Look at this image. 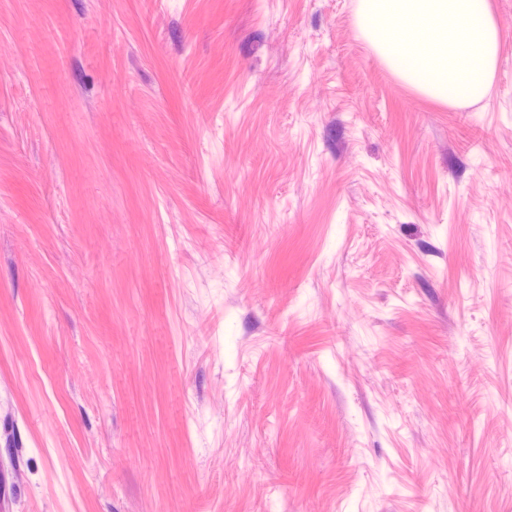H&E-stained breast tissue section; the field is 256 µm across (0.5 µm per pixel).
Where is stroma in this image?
Instances as JSON below:
<instances>
[{
	"instance_id": "obj_1",
	"label": "stroma",
	"mask_w": 512,
	"mask_h": 512,
	"mask_svg": "<svg viewBox=\"0 0 512 512\" xmlns=\"http://www.w3.org/2000/svg\"><path fill=\"white\" fill-rule=\"evenodd\" d=\"M489 2L451 105L357 0H0V512H512Z\"/></svg>"
}]
</instances>
